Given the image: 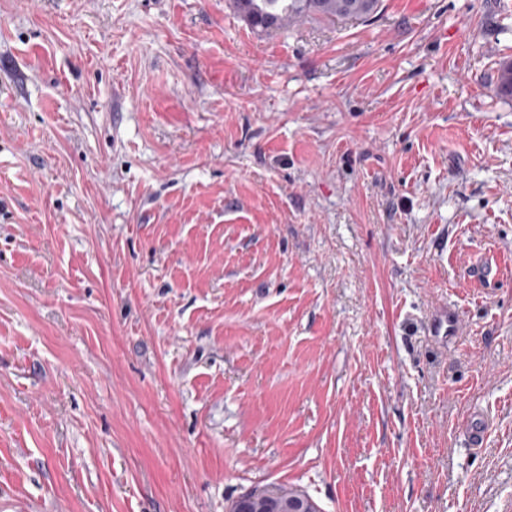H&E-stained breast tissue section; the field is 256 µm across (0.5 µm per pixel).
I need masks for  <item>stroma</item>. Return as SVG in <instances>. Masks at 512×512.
<instances>
[{"instance_id":"35a3bbf8","label":"stroma","mask_w":512,"mask_h":512,"mask_svg":"<svg viewBox=\"0 0 512 512\" xmlns=\"http://www.w3.org/2000/svg\"><path fill=\"white\" fill-rule=\"evenodd\" d=\"M507 60L512 0H0V512H512ZM248 24L261 31L280 30L310 16L367 19L379 0H234ZM235 503V502H234ZM231 512H316L319 511L310 501L294 499L280 501L276 496L268 492L259 497L256 494L247 492L240 500V507L235 511L233 505Z\"/></svg>"}]
</instances>
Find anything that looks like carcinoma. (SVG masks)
Listing matches in <instances>:
<instances>
[{
  "instance_id": "obj_1",
  "label": "carcinoma",
  "mask_w": 512,
  "mask_h": 512,
  "mask_svg": "<svg viewBox=\"0 0 512 512\" xmlns=\"http://www.w3.org/2000/svg\"><path fill=\"white\" fill-rule=\"evenodd\" d=\"M234 3L248 24L262 31L280 30L310 16L367 19L379 7V0H234ZM496 81L499 94L511 98V61L500 65Z\"/></svg>"
}]
</instances>
